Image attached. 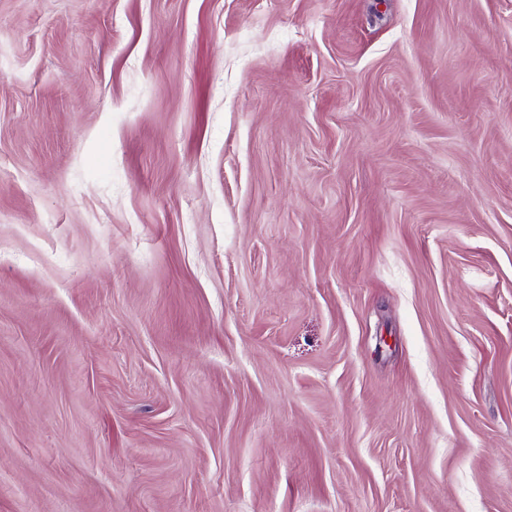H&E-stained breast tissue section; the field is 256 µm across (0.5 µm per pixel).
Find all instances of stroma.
Here are the masks:
<instances>
[{"label":"stroma","mask_w":512,"mask_h":512,"mask_svg":"<svg viewBox=\"0 0 512 512\" xmlns=\"http://www.w3.org/2000/svg\"><path fill=\"white\" fill-rule=\"evenodd\" d=\"M0 512H512V0H0Z\"/></svg>","instance_id":"1"}]
</instances>
